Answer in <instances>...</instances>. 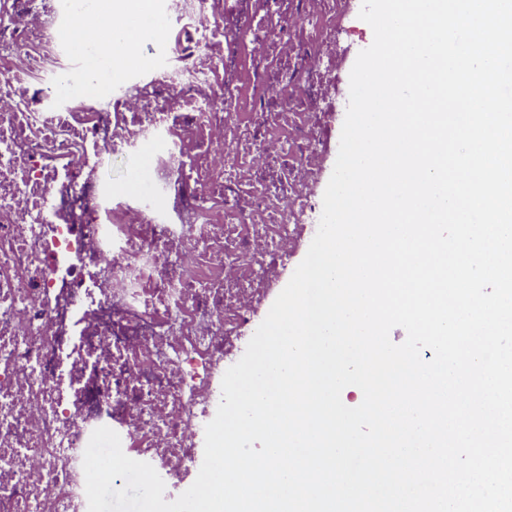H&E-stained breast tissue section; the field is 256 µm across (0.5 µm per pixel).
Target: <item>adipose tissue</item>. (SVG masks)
Returning <instances> with one entry per match:
<instances>
[{"label":"adipose tissue","instance_id":"adipose-tissue-1","mask_svg":"<svg viewBox=\"0 0 512 512\" xmlns=\"http://www.w3.org/2000/svg\"><path fill=\"white\" fill-rule=\"evenodd\" d=\"M150 8V0H110L103 8L80 15L77 29L67 31L78 54L83 55L90 77L87 92H94V77L101 68L125 70L136 60L132 46L141 37L137 18ZM103 38L109 46L108 59H101L89 50L93 39Z\"/></svg>","mask_w":512,"mask_h":512}]
</instances>
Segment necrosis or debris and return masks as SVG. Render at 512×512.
I'll list each match as a JSON object with an SVG mask.
<instances>
[{"mask_svg":"<svg viewBox=\"0 0 512 512\" xmlns=\"http://www.w3.org/2000/svg\"><path fill=\"white\" fill-rule=\"evenodd\" d=\"M360 0H160L159 61L86 95L62 0H0V512H88L110 425L189 487L226 363L296 255ZM153 149L150 197L105 159Z\"/></svg>","mask_w":512,"mask_h":512,"instance_id":"obj_1","label":"necrosis or debris"}]
</instances>
